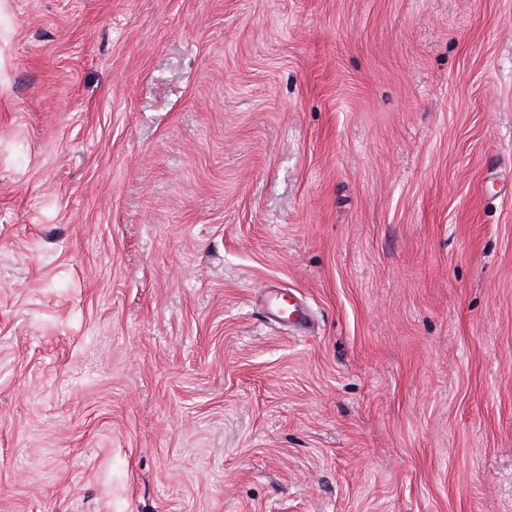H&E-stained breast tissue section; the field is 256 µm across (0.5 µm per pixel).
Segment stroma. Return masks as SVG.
I'll use <instances>...</instances> for the list:
<instances>
[{"instance_id":"stroma-1","label":"stroma","mask_w":512,"mask_h":512,"mask_svg":"<svg viewBox=\"0 0 512 512\" xmlns=\"http://www.w3.org/2000/svg\"><path fill=\"white\" fill-rule=\"evenodd\" d=\"M0 512H512V0H0Z\"/></svg>"}]
</instances>
